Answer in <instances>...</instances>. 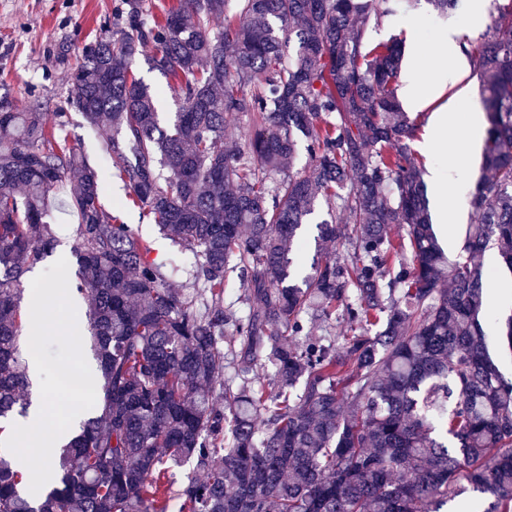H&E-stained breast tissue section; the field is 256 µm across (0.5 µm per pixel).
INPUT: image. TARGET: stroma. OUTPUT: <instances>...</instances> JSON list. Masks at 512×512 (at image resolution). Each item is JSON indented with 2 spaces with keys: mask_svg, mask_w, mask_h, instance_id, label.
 I'll return each mask as SVG.
<instances>
[{
  "mask_svg": "<svg viewBox=\"0 0 512 512\" xmlns=\"http://www.w3.org/2000/svg\"><path fill=\"white\" fill-rule=\"evenodd\" d=\"M122 0H0V95L20 102L38 100L48 111L66 112L70 122L64 133L70 144L91 164L98 167L102 178V202L106 209L120 214L140 237L151 241V259L175 260L190 266V252L174 246L157 224L143 217L130 200L129 190L116 176L106 154L108 129L90 126L75 109L71 74L78 66L86 47L116 33L113 14ZM490 0H459L455 11L441 16L431 11L426 0L415 9L400 11L384 18L370 32L371 43L398 41L402 68L413 67L425 76L447 72L448 85L442 97L423 109H416L409 99H402L404 112L414 119L417 129L410 142L413 158L422 168L436 166L450 171L453 178L477 185L481 176V154H463L457 132L464 128V115L482 112L478 84L471 76L466 56L454 52L448 42L449 31L478 40L492 23ZM152 48H144L132 61V71L156 93L155 103L162 118H169L175 106L174 93L166 78L151 69ZM451 105L454 117L445 132L444 145L435 152L424 151L422 145L432 131L435 112ZM469 190L459 194L448 208V231L438 240L445 251L455 253L464 243L467 224L474 216L469 206ZM77 220L57 215L54 231L60 241L52 256L31 269L23 280V309H30V288L36 276L48 270L55 260L67 258L76 239ZM488 280V296L483 325L488 350L506 380H512V346L505 337V324L512 316V272L508 271L496 251L478 256Z\"/></svg>",
  "mask_w": 512,
  "mask_h": 512,
  "instance_id": "obj_1",
  "label": "stroma"
}]
</instances>
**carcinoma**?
<instances>
[{
  "label": "carcinoma",
  "mask_w": 512,
  "mask_h": 512,
  "mask_svg": "<svg viewBox=\"0 0 512 512\" xmlns=\"http://www.w3.org/2000/svg\"><path fill=\"white\" fill-rule=\"evenodd\" d=\"M176 2L157 15L123 0L120 35L73 72V104L112 129L132 202L193 254L191 287H170L178 268L105 209L65 113L0 97V433L30 405L19 285L57 248L51 200L78 219L69 290L87 300L101 389L38 500L0 457V512H169L177 483L178 512H440L468 489L512 512V383L488 355L475 263L495 248L512 272V0H492V26L463 48L488 127L454 258L410 157L399 44L367 41L418 0ZM146 44L176 91L167 127L131 70ZM231 115L249 118L236 140ZM300 145L308 176L286 171ZM319 204L317 241L351 252L298 279ZM232 260L244 315L224 305ZM340 318L363 333L333 334Z\"/></svg>",
  "instance_id": "obj_1"
}]
</instances>
